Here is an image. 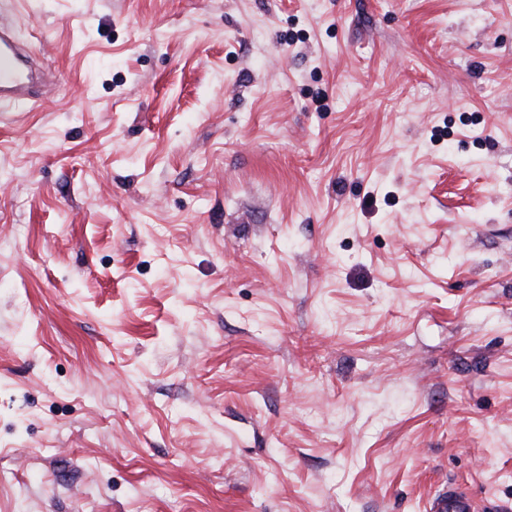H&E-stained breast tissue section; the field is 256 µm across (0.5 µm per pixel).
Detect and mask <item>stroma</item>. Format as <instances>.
Instances as JSON below:
<instances>
[{
	"label": "stroma",
	"instance_id": "stroma-1",
	"mask_svg": "<svg viewBox=\"0 0 512 512\" xmlns=\"http://www.w3.org/2000/svg\"><path fill=\"white\" fill-rule=\"evenodd\" d=\"M0 512L512 507V0H20ZM481 502L468 486L453 485L438 491L430 501V512H480Z\"/></svg>",
	"mask_w": 512,
	"mask_h": 512
}]
</instances>
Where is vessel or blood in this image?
<instances>
[{"label": "vessel or blood", "instance_id": "b4317fda", "mask_svg": "<svg viewBox=\"0 0 512 512\" xmlns=\"http://www.w3.org/2000/svg\"><path fill=\"white\" fill-rule=\"evenodd\" d=\"M32 59L11 23L0 20V110L36 100L27 71ZM482 505L468 486L453 485L438 491L429 512H481Z\"/></svg>", "mask_w": 512, "mask_h": 512}]
</instances>
